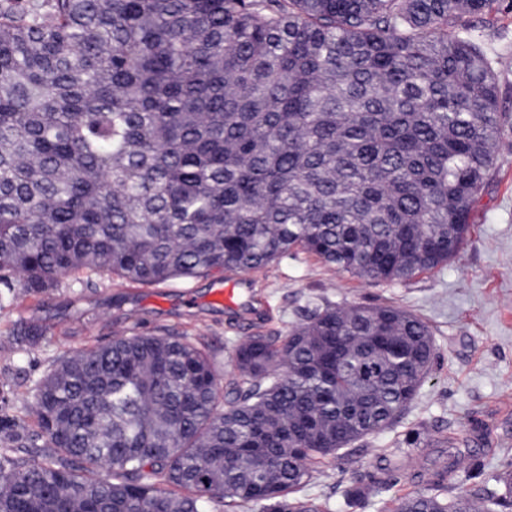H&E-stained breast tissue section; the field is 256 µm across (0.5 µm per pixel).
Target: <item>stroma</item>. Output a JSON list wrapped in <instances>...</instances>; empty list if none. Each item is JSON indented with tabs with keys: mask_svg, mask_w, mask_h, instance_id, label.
<instances>
[{
	"mask_svg": "<svg viewBox=\"0 0 512 512\" xmlns=\"http://www.w3.org/2000/svg\"><path fill=\"white\" fill-rule=\"evenodd\" d=\"M486 51L512 57V0L474 19ZM504 136L496 170L461 250L441 270L405 283H378L324 265L297 250L268 268L247 274L240 304L225 307L215 291L225 278L174 279L162 284L126 283L98 275L63 279L40 297H21L0 309V408L25 417L35 384L51 363L117 334L167 329L205 343L223 378L234 374L233 346L242 337L286 335L302 321L308 301L336 304L389 302L421 317L431 328L437 358L402 422L357 442L351 456L316 466L295 496L319 502L324 512H380L382 502L422 489L419 473L448 459L447 438L465 434L478 442L465 462L489 478L512 452V68L498 73ZM33 322L44 329L34 345L10 333ZM385 469L387 486L369 489L355 507L345 494Z\"/></svg>",
	"mask_w": 512,
	"mask_h": 512,
	"instance_id": "35a3bbf8",
	"label": "stroma"
}]
</instances>
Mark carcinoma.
I'll return each instance as SVG.
<instances>
[{
	"label": "carcinoma",
	"mask_w": 512,
	"mask_h": 512,
	"mask_svg": "<svg viewBox=\"0 0 512 512\" xmlns=\"http://www.w3.org/2000/svg\"><path fill=\"white\" fill-rule=\"evenodd\" d=\"M498 0H0V303L83 272L139 284L250 273L294 248L402 283L460 251L503 134L464 23ZM393 304H313L213 355L170 331L53 361L0 415V512H206L290 498L394 428L431 371ZM461 458L390 512H487Z\"/></svg>",
	"instance_id": "1"
}]
</instances>
